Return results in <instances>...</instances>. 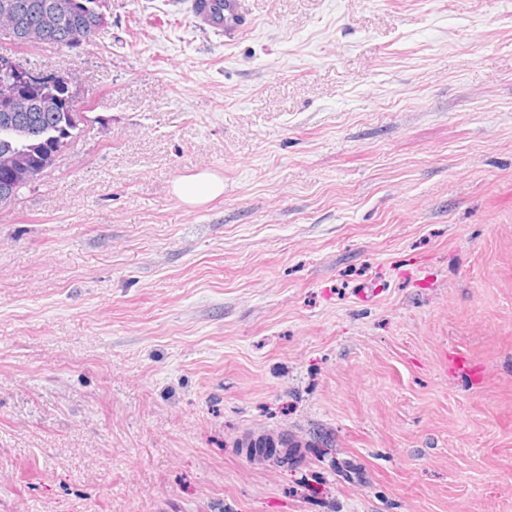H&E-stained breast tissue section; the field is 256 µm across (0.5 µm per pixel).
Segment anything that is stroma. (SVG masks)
I'll return each instance as SVG.
<instances>
[{"label":"stroma","instance_id":"obj_1","mask_svg":"<svg viewBox=\"0 0 512 512\" xmlns=\"http://www.w3.org/2000/svg\"><path fill=\"white\" fill-rule=\"evenodd\" d=\"M192 3L12 49L91 122L0 208V512H512V0ZM201 1V7L198 10L193 9L192 19L195 25L224 31V37L228 40L251 29L246 0H224L221 10L217 6L219 0ZM173 192L189 205H201L224 193V180L203 172L177 180ZM281 448L277 450V448ZM299 444L289 435L281 437V444L274 443L267 439L257 438L241 444V448L245 449L246 456L249 458H268L278 456L280 463H288L293 454L292 448H298Z\"/></svg>","mask_w":512,"mask_h":512}]
</instances>
